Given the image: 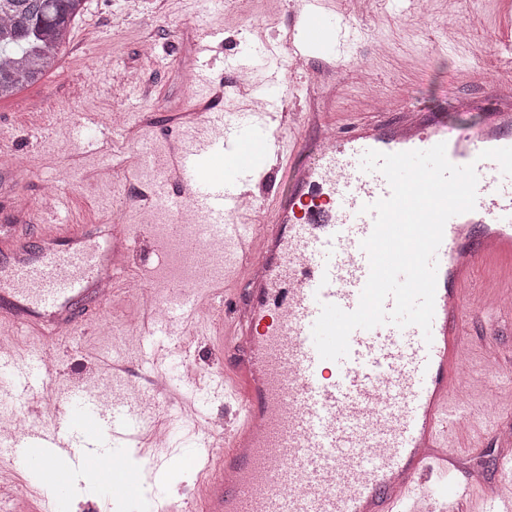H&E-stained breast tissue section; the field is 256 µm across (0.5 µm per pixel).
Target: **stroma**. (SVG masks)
Instances as JSON below:
<instances>
[{
	"mask_svg": "<svg viewBox=\"0 0 512 512\" xmlns=\"http://www.w3.org/2000/svg\"><path fill=\"white\" fill-rule=\"evenodd\" d=\"M296 6V0H87L55 67L0 101V225L38 224L36 213L18 211L16 202L21 197L37 201L53 182L62 196L53 223L81 234L126 224L137 236L132 268L118 275V283L155 290L182 279L180 258L162 228L154 227L151 239L141 238L145 220L132 202L154 176L143 157L165 154L170 134L183 129L190 113L209 109L206 89H186L179 63L188 59L196 40L213 32L221 33L227 56L249 48L255 27L271 46L284 49L288 16ZM457 20L469 31L463 58L435 48L448 25L437 0H420L419 7L403 10L395 0H371L367 15L356 22L365 31L364 40L351 45L341 75L314 91L301 89L299 78H291L290 108L330 113L341 128L357 118L371 96L380 94L443 116L458 128L481 124L495 108L485 86L502 67L492 39L499 28L512 30V0H465ZM464 61L474 78L461 85L455 72ZM110 112L124 114L126 121L108 136L102 124ZM153 329L150 312L133 297L110 301L92 333L61 344V369L52 386L55 403L63 404L66 388L81 385L102 399L135 400L145 415L183 426L177 410L155 406L138 377L140 349L121 340L126 331L147 335ZM223 335L224 320L215 314L197 335L177 332L169 342L186 368L205 375L218 369L212 348ZM117 358L128 368L120 382L114 381L110 367ZM470 379L479 389L474 399L479 417H486L498 401L501 417H512V373L494 375L475 362ZM166 454L165 497L197 502L196 469L179 462L176 449ZM459 465L464 471L486 472L494 485L504 476L498 451L486 439L462 447ZM126 471L141 473L142 497L107 499L73 492L60 512H156L150 496L154 475L146 460L129 453Z\"/></svg>",
	"mask_w": 512,
	"mask_h": 512,
	"instance_id": "1",
	"label": "stroma"
}]
</instances>
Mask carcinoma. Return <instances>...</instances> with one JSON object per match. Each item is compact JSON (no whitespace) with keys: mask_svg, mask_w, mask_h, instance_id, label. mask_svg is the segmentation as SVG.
<instances>
[{"mask_svg":"<svg viewBox=\"0 0 512 512\" xmlns=\"http://www.w3.org/2000/svg\"><path fill=\"white\" fill-rule=\"evenodd\" d=\"M86 0H0V99L55 66L68 26Z\"/></svg>","mask_w":512,"mask_h":512,"instance_id":"1","label":"carcinoma"}]
</instances>
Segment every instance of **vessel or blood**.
<instances>
[{"label": "vessel or blood", "mask_w": 512, "mask_h": 512, "mask_svg": "<svg viewBox=\"0 0 512 512\" xmlns=\"http://www.w3.org/2000/svg\"><path fill=\"white\" fill-rule=\"evenodd\" d=\"M323 4L300 0L288 18L300 39L289 41L287 55H267L274 69L306 71L314 87L335 79L361 34L349 19L317 21ZM489 94L498 108L464 132L410 109L389 126L357 121L342 133L325 113L305 114L322 146L318 161L301 167L280 163L300 147L289 136L294 118L282 109L283 79L264 92L269 111L211 112L205 137L174 138L175 196L202 218L205 240L223 245L224 277L205 294L173 283L167 297L153 296L155 342L144 353V377L157 405L172 404V379L160 368L174 354L166 337L173 327L188 329L224 311L229 326L213 356L232 357L224 392L235 409L228 424H209L192 438V451L183 455L202 466L198 512H475L472 494L485 478L478 471L457 478L455 467L461 441L488 433L509 471L490 496L491 512H512V426L498 421L485 431L460 407L473 349L492 366L512 369V347L499 344L497 326H485L476 342L467 332L485 311L483 299H498L500 316L512 314L511 288L475 278L491 264L512 277V176L478 158L512 147V75L499 76ZM441 142L451 163L474 164L478 182L474 209L448 220L436 252L431 339L414 325L384 324L354 330L346 357L321 359L312 328L322 304L354 311L370 273L361 242L375 215L362 207L391 194L381 172L363 170L365 152ZM217 156L224 169L209 174ZM280 177L284 198L268 191ZM132 247L129 226L114 224L102 246L59 230L0 253V272L14 282L0 289V323L36 331L42 341L38 354L0 359V389H48L57 346L82 327L81 310L102 309L112 298V258ZM66 402L0 448L1 464L38 475L44 512H55L67 496L66 470L97 456L119 461L131 445L158 436L145 430L135 401L107 404L76 386ZM77 413L95 436L77 433Z\"/></svg>", "instance_id": "1"}]
</instances>
